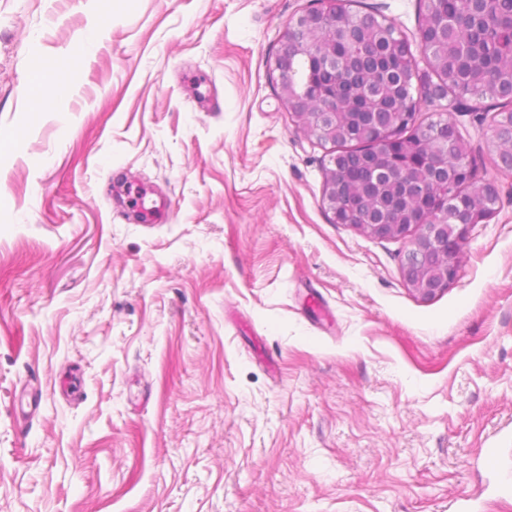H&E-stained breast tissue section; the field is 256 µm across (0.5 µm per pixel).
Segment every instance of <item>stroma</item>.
<instances>
[{"label": "stroma", "mask_w": 512, "mask_h": 512, "mask_svg": "<svg viewBox=\"0 0 512 512\" xmlns=\"http://www.w3.org/2000/svg\"><path fill=\"white\" fill-rule=\"evenodd\" d=\"M311 5L0 0V512H512L492 102L419 114L453 113L500 189L421 299L405 240L323 208L331 147L282 101L279 38ZM352 8L417 43L423 0ZM137 184L167 222L122 207Z\"/></svg>", "instance_id": "stroma-1"}]
</instances>
